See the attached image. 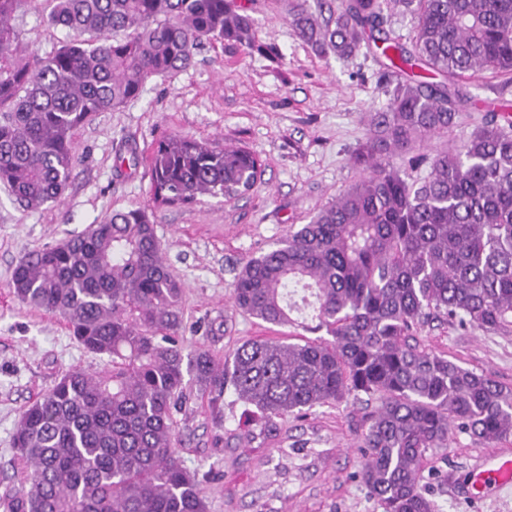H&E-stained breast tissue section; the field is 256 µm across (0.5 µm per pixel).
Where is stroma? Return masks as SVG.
Masks as SVG:
<instances>
[{"instance_id":"obj_1","label":"stroma","mask_w":512,"mask_h":512,"mask_svg":"<svg viewBox=\"0 0 512 512\" xmlns=\"http://www.w3.org/2000/svg\"><path fill=\"white\" fill-rule=\"evenodd\" d=\"M273 62L246 47L208 44L185 70L155 77L120 109L101 112L75 135L73 168L57 203L29 210L0 185V491L13 483V434L24 409L66 372L99 370L104 357L86 352L60 316L22 304L10 277L29 252L82 234L116 211L152 213L166 264L183 288V336L189 347L221 357L253 338L308 339L242 313L231 301L235 277L251 257L335 200L361 176L352 157L371 135V113L385 111L392 74L374 50L351 59L318 54L290 26L287 0H240ZM43 0H28L12 24L25 52L47 56L64 30L43 21ZM467 105L448 136L418 145L435 154L460 144L490 110L512 103V73L467 79ZM180 135L244 146L262 162L255 186L234 199L205 197L155 207L147 158L160 139ZM422 349L512 388V333L449 322L421 324ZM243 406L224 395L216 424L205 398L191 396L175 414L177 457L203 475L209 512H383L358 477L370 406L347 397L277 419L243 424ZM512 449V436L479 441L450 432L445 448L422 464L423 487L441 512H512V497L479 499L469 472L482 458Z\"/></svg>"}]
</instances>
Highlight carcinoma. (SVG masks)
Instances as JSON below:
<instances>
[{"label":"carcinoma","instance_id":"cac0c4a2","mask_svg":"<svg viewBox=\"0 0 512 512\" xmlns=\"http://www.w3.org/2000/svg\"><path fill=\"white\" fill-rule=\"evenodd\" d=\"M44 2L67 36L39 57L11 24L26 0H0V184L27 208L63 195L79 128L188 68L203 43L272 55L232 0ZM394 2L416 19L409 47L384 28L387 0H337L322 20L308 0L292 5L295 34L319 53L349 58L379 33L396 83L354 156L365 174L250 258L232 290L247 315L326 337L253 339L222 359L185 346L183 289L141 209L29 253L12 271L14 295L61 316L109 367L70 371L22 412L14 449L26 476L5 512H207L199 473L174 448V413L193 388L218 423L228 389L270 425L349 395L376 400L361 477L384 512H440L418 484L427 451L448 447L452 430L512 435V389L414 339L433 320L512 330V108L436 153L422 180L390 161L448 134L469 101L459 78L512 72V0ZM149 164L159 206L241 196L261 171L245 148L176 136ZM307 311L313 324L293 318Z\"/></svg>","mask_w":512,"mask_h":512}]
</instances>
